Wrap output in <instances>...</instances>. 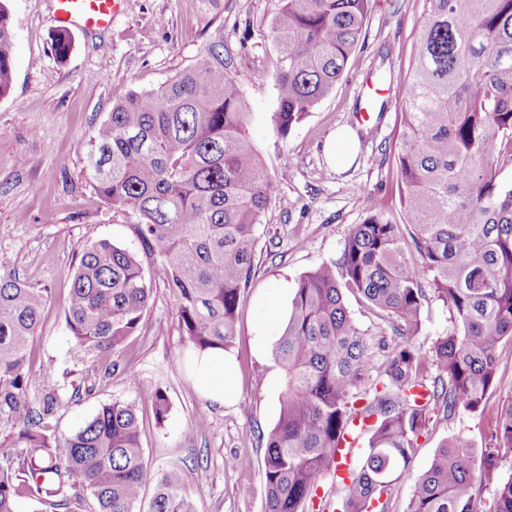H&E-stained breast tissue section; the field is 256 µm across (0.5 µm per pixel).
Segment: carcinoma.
Wrapping results in <instances>:
<instances>
[{
	"instance_id": "1",
	"label": "carcinoma",
	"mask_w": 512,
	"mask_h": 512,
	"mask_svg": "<svg viewBox=\"0 0 512 512\" xmlns=\"http://www.w3.org/2000/svg\"><path fill=\"white\" fill-rule=\"evenodd\" d=\"M271 22L277 110L285 138L336 87L357 56L369 0H281ZM414 59L400 83L402 130L397 181L403 222L376 209L350 231L338 259L297 282L275 344L282 373L276 424L264 455L263 512H302L314 502L335 448L356 422L368 450L346 490V512H387L381 494L410 472L411 452L430 422L484 410L500 376L499 352L512 347V0H424ZM63 63L72 35H51ZM10 14L0 0V97L12 86ZM251 112L224 50L212 43L193 67L155 89L113 98L87 151L93 187L110 207L129 210L143 254L103 239L83 253L71 279L65 322L77 363H117L163 282L193 352L227 350L254 273L262 216L276 181L257 154ZM415 250L452 327L423 354L425 285L406 258ZM352 293L386 329L369 339L353 320ZM46 302L42 291L0 277V422L17 428L16 456L0 466V512L28 498L42 512H193L181 471L152 473L133 404L102 405L58 438L52 419L65 387L34 383L30 344ZM166 395L154 394L165 421ZM512 452V403L502 408L488 446L445 441L413 484L408 512H512V474L498 470ZM494 486L477 509L479 486Z\"/></svg>"
}]
</instances>
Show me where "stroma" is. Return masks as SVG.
<instances>
[{
    "instance_id": "1",
    "label": "stroma",
    "mask_w": 512,
    "mask_h": 512,
    "mask_svg": "<svg viewBox=\"0 0 512 512\" xmlns=\"http://www.w3.org/2000/svg\"><path fill=\"white\" fill-rule=\"evenodd\" d=\"M13 29V82L0 98V276L13 275L43 290L42 327L32 346L35 376L80 387L52 422L56 435L71 433L115 399L132 402L143 423L142 444L150 470L183 469L195 512H263L267 436L277 421L281 370L272 356L288 315L295 284L304 273L339 257L351 229L373 209L401 221L395 158L401 123L400 79L411 59L424 0H370L355 62L333 92L287 137L271 120L277 108L272 78L275 47L269 34L280 0H137L110 27L73 30L66 62L55 59L51 33L55 0H6ZM223 41L230 71L241 82L251 112L250 133L278 191L267 207L255 248L256 275L239 307L237 336L226 356L235 366L234 387L224 402L202 392L176 316V303L155 282L138 332L116 354L112 375L96 362L77 363L68 353L64 320L67 288L87 247L110 239L133 251L141 245L131 213L108 207L93 188L88 144L118 93L149 90L194 66L209 44ZM386 74L381 116L358 123L369 74ZM354 128L353 164L336 169L326 146L340 127ZM279 288L275 322L260 304ZM422 329L414 342L429 350L451 325L447 307L427 291ZM501 380L483 412L445 419L431 412L417 440L412 473L395 481L389 512H406L413 479L428 467L443 441L457 438L481 448L498 412L512 402V350L500 357ZM170 404L156 422L153 396ZM204 430H196L198 417ZM238 465H225L228 457Z\"/></svg>"
}]
</instances>
